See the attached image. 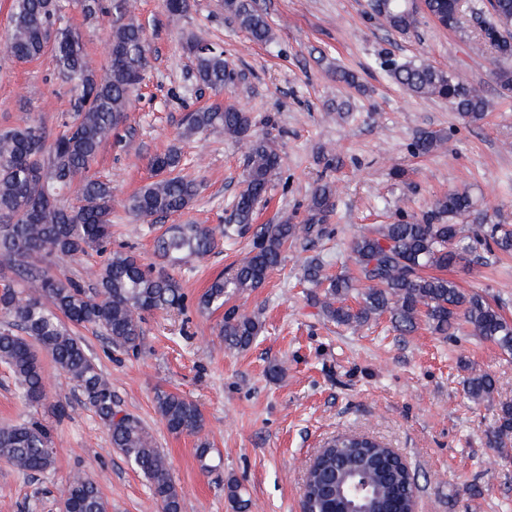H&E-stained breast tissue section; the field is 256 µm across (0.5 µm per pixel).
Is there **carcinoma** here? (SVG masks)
Instances as JSON below:
<instances>
[{
  "label": "carcinoma",
  "mask_w": 512,
  "mask_h": 512,
  "mask_svg": "<svg viewBox=\"0 0 512 512\" xmlns=\"http://www.w3.org/2000/svg\"><path fill=\"white\" fill-rule=\"evenodd\" d=\"M427 14L465 39L480 41L494 55L502 87H512V0H426ZM191 0H165L169 16L178 20L189 12ZM374 15L394 32L405 35L420 19L404 0H370ZM224 12L258 43L273 39L272 27L255 0H224ZM195 78L214 95L224 92L231 71L224 51L192 40ZM5 49L19 61H31L51 51L57 75L74 86L65 130L54 138L37 125L0 130V258L22 270V289L0 290V363L12 372L27 404L39 407L47 385L39 358L50 355L56 368L80 392L107 430L112 448L149 483L160 512H183L181 493L173 480L171 463L141 420L116 410L112 383L76 336L77 326L100 329L112 348L136 355L141 351L146 315L156 310L186 309L187 296L178 281L135 255L110 250L112 239V185L91 173L100 149L128 119L134 89L148 65L147 43L140 26L120 23L112 28L105 67L90 63L80 34L63 22L59 0H13L10 35ZM389 73L407 94L448 103L469 123L481 120L487 109L482 87L427 62L392 61ZM250 113L233 106L202 107L190 113L184 136L209 132L224 134L245 152L243 189L234 205V223L220 230L230 239L251 228L256 204L271 189L280 169V155L265 138L251 135ZM443 139L424 131L415 150L427 154ZM156 179L129 196L125 208L135 219L156 224L186 210L197 194V184L182 173L178 149L155 155ZM335 187L317 186L305 224H263L254 231L246 258L226 276L214 278L198 297L200 312L224 307L234 294L264 286L281 265L289 245L312 241L327 232L325 221L334 207ZM469 192L454 190L434 200L420 219H399L354 237L350 250L357 275H328L316 258L304 263V279L321 293L311 298L324 316L356 330L389 316L392 330L401 336L425 322L444 338L461 327L512 355V319L486 297L467 292L443 272L468 261L482 246L488 252L512 254V224L467 228L457 220L475 210ZM215 230L206 224H171L156 238L155 250L171 265L212 251ZM108 253L105 263L86 271L89 285L62 280L40 263L50 255L77 257L89 249ZM263 331L258 313L233 305L224 312L220 343L230 352L252 346ZM491 373L473 370L463 382L473 402L490 397L495 389ZM157 409L173 435L197 438L200 462L210 459L211 442L198 403L178 393L161 392ZM512 440V404L501 407L488 443L506 447ZM309 465L302 506L314 512H411L418 475L395 452L374 439L340 435ZM0 460L26 473H41L54 465L51 432L32 416L0 426ZM365 492L355 496L351 488ZM224 494L234 512H247L237 479L224 482ZM62 512H111V505L88 476L72 475L62 491Z\"/></svg>",
  "instance_id": "carcinoma-1"
}]
</instances>
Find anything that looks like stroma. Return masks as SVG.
<instances>
[{
  "instance_id": "obj_1",
  "label": "stroma",
  "mask_w": 512,
  "mask_h": 512,
  "mask_svg": "<svg viewBox=\"0 0 512 512\" xmlns=\"http://www.w3.org/2000/svg\"><path fill=\"white\" fill-rule=\"evenodd\" d=\"M60 3L93 66L107 58L113 24L137 21L149 42V66L126 125L102 147L96 165L114 191L113 247L160 264L155 238L162 225L135 220L124 204L150 182L152 157L174 145L198 192L171 223L219 229L230 222L245 168L239 144L217 133L179 137L187 113L213 98L195 81L185 48L192 38L223 48L238 75L224 99L251 114L253 135L270 139L281 157L254 225L306 223L314 187L328 182L337 189L328 235L297 242L262 288L235 297L265 323L249 349L225 351L218 339L223 311L195 308L210 282L247 256V234L219 241L206 257L173 270L189 304L181 313L148 315L139 354L114 350L94 327L77 330L111 381L119 408L137 416L167 454L183 512H231L223 489L230 476L249 498V512H301L306 464L328 438L343 433L377 438L418 473V512H512V458L488 444L500 402H512V358L467 332L445 339L422 328L399 336L384 318L356 331L336 325L309 298L303 280L311 256L326 273L354 271L355 236L421 216L451 190H468L490 223L512 224V90L500 88L492 55L426 17L414 33L389 31L372 16L369 0H256L273 30L268 44L251 41L225 15L222 0H191L177 21L163 0H104L108 14L95 19L85 18L74 0ZM10 8L11 0H0V128L33 122L57 136L69 88L57 79L51 55L19 62L6 52ZM406 59L482 86L489 100L484 118L468 123L445 102L403 92L386 63ZM340 67L358 76L359 88L337 81ZM341 101L348 104L342 112ZM424 130L444 142L418 154L413 143ZM447 277L512 318V256L480 250ZM41 362L48 397L36 409L0 364V426L38 415L51 430L55 463L47 472L24 474L0 461V512H59L60 494L77 471L97 483L112 512H159L143 476L112 448L70 381L49 355ZM275 362L284 366L276 379L268 374ZM470 366L494 375L490 399L475 403L465 396ZM162 391L200 405L213 446L211 470L196 456V437L166 429L155 406Z\"/></svg>"
}]
</instances>
